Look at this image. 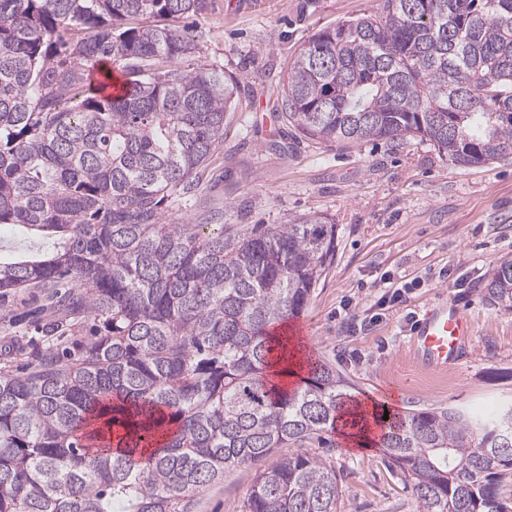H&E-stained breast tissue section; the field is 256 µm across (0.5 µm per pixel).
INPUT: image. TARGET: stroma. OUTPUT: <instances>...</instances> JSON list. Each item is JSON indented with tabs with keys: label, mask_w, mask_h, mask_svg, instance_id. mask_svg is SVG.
<instances>
[{
	"label": "stroma",
	"mask_w": 512,
	"mask_h": 512,
	"mask_svg": "<svg viewBox=\"0 0 512 512\" xmlns=\"http://www.w3.org/2000/svg\"><path fill=\"white\" fill-rule=\"evenodd\" d=\"M206 2L180 25L196 37L195 63L237 76V109L197 190L175 197L167 218L242 233L327 216L337 226L336 260L304 310L302 345L353 380L360 396L387 398L401 413L488 412L512 402V311L489 306L483 292L488 273L512 258V159L460 167L412 142L330 148L277 119L279 80L299 45L339 20L375 13L380 0ZM390 285L408 286L404 301L376 310ZM441 302L470 318L471 344L457 364L432 372L411 359L410 340ZM51 320L32 293L0 297L1 372H23L54 344ZM307 446L335 469L340 512H417L410 481L382 451L349 452L331 432ZM297 451L291 444L229 470L194 498L192 512H243L257 472Z\"/></svg>",
	"instance_id": "obj_1"
}]
</instances>
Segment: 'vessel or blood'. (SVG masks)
Listing matches in <instances>:
<instances>
[{"label":"vessel or blood","mask_w":512,"mask_h":512,"mask_svg":"<svg viewBox=\"0 0 512 512\" xmlns=\"http://www.w3.org/2000/svg\"><path fill=\"white\" fill-rule=\"evenodd\" d=\"M471 336L469 318L455 306L440 303L429 308L420 320L410 354L420 366L442 370L460 360Z\"/></svg>","instance_id":"1"}]
</instances>
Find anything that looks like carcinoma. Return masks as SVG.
<instances>
[{"mask_svg":"<svg viewBox=\"0 0 512 512\" xmlns=\"http://www.w3.org/2000/svg\"><path fill=\"white\" fill-rule=\"evenodd\" d=\"M205 0H0V226L35 238L0 258V296L40 289L52 326L88 320L81 354L0 374V512H191L234 467L336 428L351 383L317 355L297 387L279 326L336 258L323 215L173 224L224 142L238 79L193 66L178 26ZM121 65L125 94L88 79ZM319 144L416 140L458 166L512 153V0H381L299 48L273 105ZM485 300L512 310V259ZM379 447L419 512H509L512 403L391 416ZM336 471L309 452L261 471L245 512H339Z\"/></svg>","mask_w":512,"mask_h":512,"instance_id":"1","label":"carcinoma"}]
</instances>
